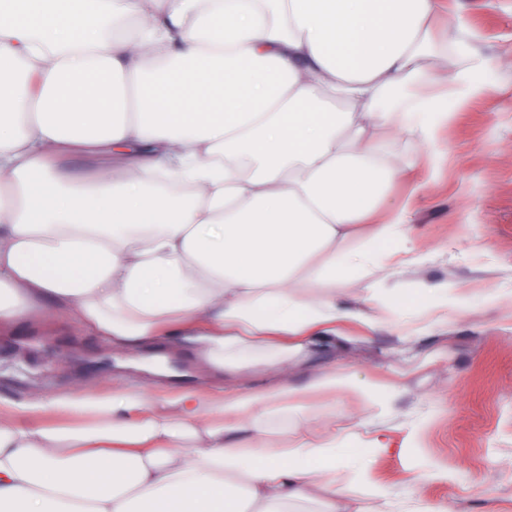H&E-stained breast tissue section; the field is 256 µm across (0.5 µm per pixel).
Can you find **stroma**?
I'll use <instances>...</instances> for the list:
<instances>
[{
    "instance_id": "1",
    "label": "stroma",
    "mask_w": 512,
    "mask_h": 512,
    "mask_svg": "<svg viewBox=\"0 0 512 512\" xmlns=\"http://www.w3.org/2000/svg\"><path fill=\"white\" fill-rule=\"evenodd\" d=\"M458 13L478 32L483 76L499 91L441 127L448 159L439 166L427 146L395 138L394 160L412 176L392 187L388 204L414 199L411 251L337 291L347 304L369 295L388 302L386 321L372 331L338 327L291 366L297 386L336 365L386 385L392 399L380 407L313 394L301 415L277 413L264 423L273 446L307 433L301 419L309 416L312 436L366 449L368 479L382 494L355 492L364 512H422L431 501L455 512H512V0H441L439 22ZM426 288L447 298L443 322L404 312ZM493 290L497 298L487 300ZM118 356L63 322L0 336V396L109 395L127 375L103 368ZM377 438L382 448H372Z\"/></svg>"
}]
</instances>
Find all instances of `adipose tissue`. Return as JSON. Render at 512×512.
Instances as JSON below:
<instances>
[{
  "label": "adipose tissue",
  "mask_w": 512,
  "mask_h": 512,
  "mask_svg": "<svg viewBox=\"0 0 512 512\" xmlns=\"http://www.w3.org/2000/svg\"><path fill=\"white\" fill-rule=\"evenodd\" d=\"M436 6L0 0V334L63 317L123 351L192 342L217 380L278 376L221 398L145 381L0 398V512H288L318 484L322 512H363L335 437L258 439L308 395L380 393L342 368L302 387L288 372L337 324L380 323L334 293L406 242L408 208L378 218L404 172L369 130L438 158L439 128L493 90L467 18L436 37ZM448 52L451 73L429 69ZM304 282L330 291L305 300ZM275 375L263 365H254L244 369L237 377L228 378L225 375L224 386L226 389L232 387H251L261 389L275 381Z\"/></svg>",
  "instance_id": "ef3b65f1"
}]
</instances>
